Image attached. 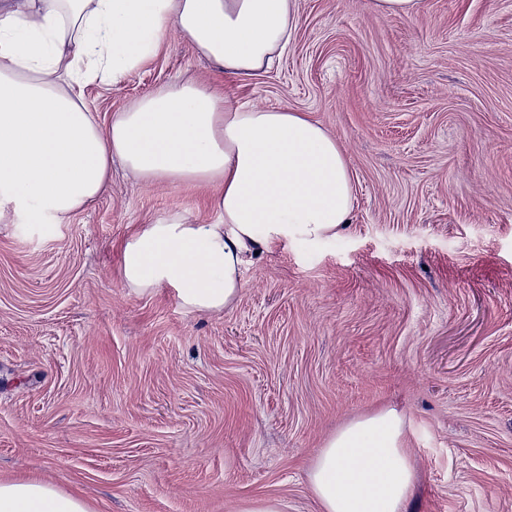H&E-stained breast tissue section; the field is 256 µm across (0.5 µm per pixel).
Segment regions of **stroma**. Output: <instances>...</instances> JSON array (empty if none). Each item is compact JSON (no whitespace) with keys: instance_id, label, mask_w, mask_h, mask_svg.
<instances>
[{"instance_id":"stroma-1","label":"stroma","mask_w":512,"mask_h":512,"mask_svg":"<svg viewBox=\"0 0 512 512\" xmlns=\"http://www.w3.org/2000/svg\"><path fill=\"white\" fill-rule=\"evenodd\" d=\"M299 0L283 55L228 78L175 29L120 83L86 86L101 124L193 80L307 113L354 183L336 240L273 244L219 314L136 295L123 243L163 211L217 220L211 190L135 182L48 233L0 223V481L91 512H320L325 440L386 407L417 460L406 512H512V0ZM424 0H376L375 6L380 15H394L412 18L422 9Z\"/></svg>"}]
</instances>
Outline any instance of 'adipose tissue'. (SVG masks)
Masks as SVG:
<instances>
[{
	"label": "adipose tissue",
	"mask_w": 512,
	"mask_h": 512,
	"mask_svg": "<svg viewBox=\"0 0 512 512\" xmlns=\"http://www.w3.org/2000/svg\"><path fill=\"white\" fill-rule=\"evenodd\" d=\"M298 0H0V221L53 229L91 203L113 160L144 183L213 187L218 221L156 216L125 242L122 275L170 288L190 311L219 312L242 269L276 242L336 238L354 200L336 139L285 107L231 103L208 85L169 84L101 127L83 99L155 55L170 29L232 77L269 67L298 22ZM416 479L406 421L392 408L350 420L308 470L321 512H405ZM0 512H89L52 485L0 481Z\"/></svg>",
	"instance_id": "obj_1"
}]
</instances>
